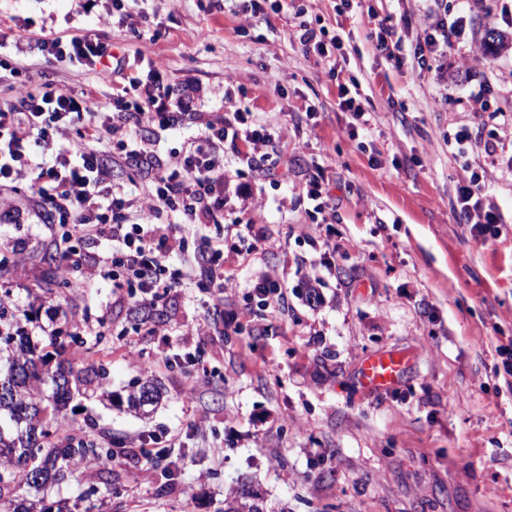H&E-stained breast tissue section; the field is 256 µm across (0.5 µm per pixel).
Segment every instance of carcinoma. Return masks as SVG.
Wrapping results in <instances>:
<instances>
[{
    "label": "carcinoma",
    "instance_id": "obj_1",
    "mask_svg": "<svg viewBox=\"0 0 512 512\" xmlns=\"http://www.w3.org/2000/svg\"><path fill=\"white\" fill-rule=\"evenodd\" d=\"M25 322H31L27 311L19 316L0 308V506L5 512H51L28 495L65 483L74 462L92 463L112 450L81 439L67 448L51 443L52 422L91 379L89 370L64 358L50 365L31 343ZM148 394L154 405L162 396L157 380L146 374L127 395L128 407L140 411Z\"/></svg>",
    "mask_w": 512,
    "mask_h": 512
}]
</instances>
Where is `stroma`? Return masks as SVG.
Instances as JSON below:
<instances>
[{"label":"stroma","instance_id":"stroma-1","mask_svg":"<svg viewBox=\"0 0 512 512\" xmlns=\"http://www.w3.org/2000/svg\"><path fill=\"white\" fill-rule=\"evenodd\" d=\"M338 2L299 0L312 27L344 44L327 61L300 44L287 12L248 21L243 0H145L153 41L130 33L108 0L88 13L78 0H0V105L17 104L43 71L112 112L119 79L45 62L35 46V71L13 70L24 30L89 26L117 57H145L192 108L223 111L227 91L254 119L285 118L270 153L274 180H257L225 150L238 193L224 206V295L171 294L158 306L167 335L149 333L109 275L52 286L44 256L86 264L105 240L75 247L66 226L51 232L27 214L0 215V288L20 308L37 307L27 329L38 351L49 350L45 328L62 327L65 358L105 366L117 398L74 397L51 428L61 447L73 436L112 447L111 485L82 462L46 504L224 512L225 498L246 487L264 512H512V384L495 352L512 343V141L483 151L512 118V23L499 19L502 0H462L467 25L439 81L394 69L374 49L367 9L397 20L407 0H361L343 13ZM490 27L500 35L491 44ZM352 78L374 108L360 141L346 135L351 115L338 107V84ZM463 126L478 139L461 154L448 136ZM317 164L330 196L325 225L308 213L305 180ZM479 164L493 171L490 200L506 218L488 240L450 205ZM247 223L263 241L242 253L236 227ZM328 237L337 250L326 258ZM269 267L286 297L273 314L250 296ZM204 320L209 334L192 335ZM386 351L411 361L393 389L366 391L361 364ZM147 370L164 397L144 417L124 400Z\"/></svg>","mask_w":512,"mask_h":512}]
</instances>
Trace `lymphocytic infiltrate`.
Wrapping results in <instances>:
<instances>
[{
    "mask_svg": "<svg viewBox=\"0 0 512 512\" xmlns=\"http://www.w3.org/2000/svg\"><path fill=\"white\" fill-rule=\"evenodd\" d=\"M410 17L424 23V37L413 51H406L395 25L379 23L373 34L378 54L392 67L414 60L420 70L442 73V61L461 35L463 17H433L430 0H412ZM49 62L67 63L101 75L122 76V92L116 111L107 122L96 123L98 103L92 91H66L46 81L21 97L16 108L0 109V213L19 207L41 212L51 205L60 223L70 225L71 240L80 242L90 233L106 237L107 248L94 262L78 271L62 265L65 279L80 277L92 282L109 272L115 288L141 311L154 309L168 294L196 285L199 277L214 276L224 266V243L216 241L208 264L169 263L161 242L177 235L224 222L229 181L224 174V151L232 149L241 162L259 169L270 143L268 121L249 113L195 112L169 107L171 90L159 73L127 72L126 61H112L108 46L91 27L73 35L41 32L35 37ZM194 120L197 136L181 153L160 158L156 151L158 129H172ZM134 139L121 152L112 149L119 132ZM56 149L53 165L37 160V149ZM129 169L143 178L145 190L129 198L124 184L113 182L112 173ZM487 169L471 172L459 181L451 208L463 223L479 235L498 236L503 215L488 201ZM27 183L25 204L15 194Z\"/></svg>",
    "mask_w": 512,
    "mask_h": 512,
    "instance_id": "f902f5d3",
    "label": "lymphocytic infiltrate"
}]
</instances>
